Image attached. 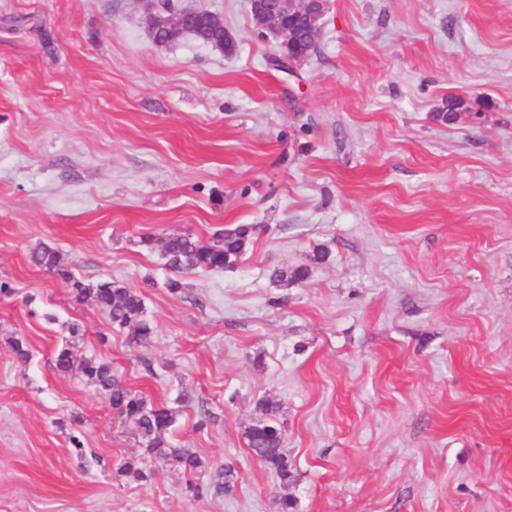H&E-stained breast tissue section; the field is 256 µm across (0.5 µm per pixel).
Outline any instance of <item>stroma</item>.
I'll list each match as a JSON object with an SVG mask.
<instances>
[{"instance_id": "35a3bbf8", "label": "stroma", "mask_w": 512, "mask_h": 512, "mask_svg": "<svg viewBox=\"0 0 512 512\" xmlns=\"http://www.w3.org/2000/svg\"><path fill=\"white\" fill-rule=\"evenodd\" d=\"M172 3L235 53L156 44L140 0H0V512H512V0H328L289 72L247 0ZM451 97L469 117L436 122ZM237 224L238 267L169 293L165 239ZM41 243L142 291L149 344ZM63 348L172 409L202 468L150 457ZM264 396L286 485L245 436ZM195 31L197 32L198 41L210 44L213 42H223L224 41V52L226 54H231L235 48V39L230 31L225 29V37L224 32H219L208 26L206 20L201 17L193 26ZM308 269L305 267H298L289 270L288 267L275 268L270 272L269 279L271 283L287 288L290 285L298 284L308 277Z\"/></svg>"}]
</instances>
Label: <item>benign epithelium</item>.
<instances>
[{
    "label": "benign epithelium",
    "instance_id": "benign-epithelium-1",
    "mask_svg": "<svg viewBox=\"0 0 512 512\" xmlns=\"http://www.w3.org/2000/svg\"><path fill=\"white\" fill-rule=\"evenodd\" d=\"M248 4L262 32H268L280 39L281 52L273 61L283 62L289 71L292 64L309 56L308 49H294L299 27H305L312 39H317L322 29L327 0H278L276 5L269 0H248ZM145 8L148 13L149 33L154 42H161V34L165 31L178 34L185 32V11L174 12L153 0H148Z\"/></svg>",
    "mask_w": 512,
    "mask_h": 512
}]
</instances>
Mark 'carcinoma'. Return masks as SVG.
Here are the masks:
<instances>
[{
	"label": "carcinoma",
	"instance_id": "1",
	"mask_svg": "<svg viewBox=\"0 0 512 512\" xmlns=\"http://www.w3.org/2000/svg\"><path fill=\"white\" fill-rule=\"evenodd\" d=\"M198 41L211 44L224 41V33L208 26L200 18L194 26ZM467 116L464 104L456 98L448 102L433 119L442 124H452ZM256 227L253 224H238L215 234L213 242H203L191 233L168 237L161 252L165 265L171 271H223L232 269L249 252ZM30 262L35 267L52 273L72 297L81 301L90 296L104 311L111 323L127 331L128 338L136 343H145L153 335V327L146 317L144 298L140 291L103 281L94 286L80 280L73 268L66 265L59 251L40 244L30 253ZM308 277V269L298 267L275 268L270 272L271 283L286 288L298 284ZM56 366L62 372L76 371L94 385L108 400L112 409L119 412L126 421L134 425L145 440L146 451L165 461H172L186 472H194L202 466L200 459L184 448L171 446L169 435L176 424V414L170 409L154 405L147 399L129 390L122 379L115 374L112 364L107 361L87 359L74 366L71 353L62 348L56 356ZM277 404L269 397L257 401L258 418L247 430L248 446L264 463L273 468L283 482L292 477L288 457L283 451L284 433L276 418Z\"/></svg>",
	"mask_w": 512,
	"mask_h": 512
}]
</instances>
